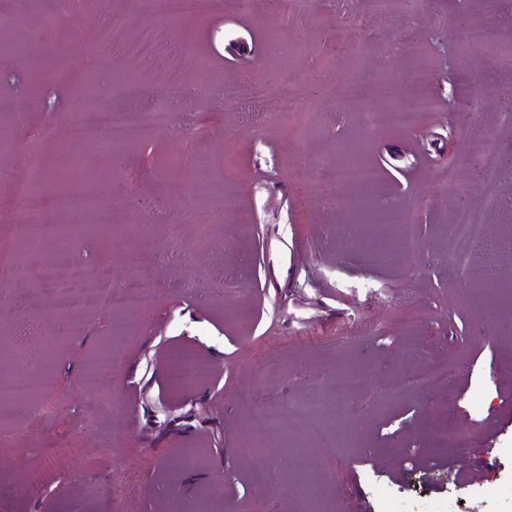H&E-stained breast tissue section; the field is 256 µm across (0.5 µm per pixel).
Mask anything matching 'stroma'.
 <instances>
[{"label":"stroma","instance_id":"35a3bbf8","mask_svg":"<svg viewBox=\"0 0 512 512\" xmlns=\"http://www.w3.org/2000/svg\"><path fill=\"white\" fill-rule=\"evenodd\" d=\"M90 9L103 22L131 6L71 0L58 35L41 25L55 0H42L26 50L0 54V97L27 104L20 121L0 112V127L19 126L20 147L39 144L49 204L100 195L114 223L76 231L64 249L56 228L36 227L42 247L20 257L119 274L146 266L158 292L137 336L113 347L91 386L83 368L107 338L111 311L88 312L81 336L41 318L23 353L42 365L47 386L28 396L40 414L0 435V512H182L218 481L224 493L212 512H512V330L504 328L512 301L471 291L440 237L458 205L482 201L471 141L485 139L512 166V125L500 119L512 110V0H421L386 16L370 0H318L302 16L250 0L186 15L171 34L183 50L177 63L163 53L148 68L100 51L102 30L85 24ZM476 24L494 26L502 50L461 46L459 29ZM201 60L223 93L194 103L212 121L192 144L150 132L111 155L98 150V133L77 139L62 123L75 87L99 71L117 81L134 73L159 89L172 66L194 84ZM417 77L442 107L413 131L391 125L377 96L337 92L348 80L403 88ZM284 83L300 111L278 112ZM369 109L379 112L371 131L361 127ZM47 128L56 137L37 142ZM349 142L378 174L375 195L394 199L416 225L418 251L373 261L391 246L389 229L333 203L304 208L303 197L318 192L298 182L297 161L338 163L337 145ZM185 164L223 184V206L178 198ZM228 276L239 291H225ZM0 290L2 346L20 335L33 294L28 281L5 275ZM408 315L418 320L412 359ZM182 347L210 374L177 390L168 361ZM412 362H449L456 375L415 400L392 397ZM340 369L363 372L366 388L311 416L297 410L310 381ZM278 403L289 406L279 424L295 441L241 453ZM125 482L132 496L114 494Z\"/></svg>","mask_w":512,"mask_h":512}]
</instances>
